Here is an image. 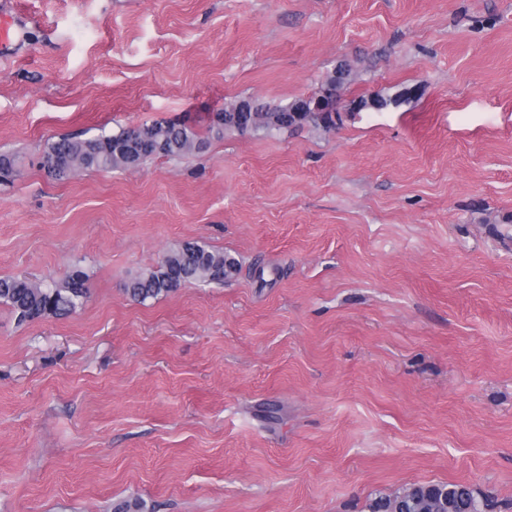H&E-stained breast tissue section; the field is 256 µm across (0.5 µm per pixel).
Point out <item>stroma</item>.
Here are the masks:
<instances>
[{
	"label": "stroma",
	"mask_w": 512,
	"mask_h": 512,
	"mask_svg": "<svg viewBox=\"0 0 512 512\" xmlns=\"http://www.w3.org/2000/svg\"><path fill=\"white\" fill-rule=\"evenodd\" d=\"M0 64V512H369L464 482L512 512V0H13ZM352 70L335 128L225 132L64 180L48 140L205 126ZM414 94L383 111L360 97ZM186 241L219 283L123 292ZM276 405L275 419L265 409ZM19 27L6 7L0 13V62L8 61L13 54L9 53L15 43ZM90 296L86 273L75 268L64 280L34 282L26 277H0V304L9 307L18 325L48 316H67Z\"/></svg>",
	"instance_id": "1"
}]
</instances>
